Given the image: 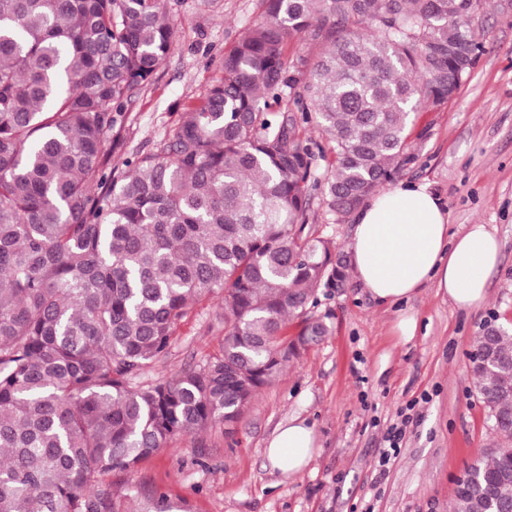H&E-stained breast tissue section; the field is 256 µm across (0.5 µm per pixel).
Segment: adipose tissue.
<instances>
[{
	"mask_svg": "<svg viewBox=\"0 0 512 512\" xmlns=\"http://www.w3.org/2000/svg\"><path fill=\"white\" fill-rule=\"evenodd\" d=\"M499 259L500 244L486 225L450 233L440 199L424 185L402 183L378 192L355 215L352 267L381 302L409 299L431 284L457 307L476 308L487 297ZM317 446L313 428L294 417L277 429L266 459L282 476H295L310 465Z\"/></svg>",
	"mask_w": 512,
	"mask_h": 512,
	"instance_id": "ef3b65f1",
	"label": "adipose tissue"
}]
</instances>
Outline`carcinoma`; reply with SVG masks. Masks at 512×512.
I'll return each instance as SVG.
<instances>
[{
  "label": "carcinoma",
  "instance_id": "1",
  "mask_svg": "<svg viewBox=\"0 0 512 512\" xmlns=\"http://www.w3.org/2000/svg\"><path fill=\"white\" fill-rule=\"evenodd\" d=\"M265 2L160 148L114 165L118 117L175 47L162 0H0V512H120L107 476L238 422L329 335L309 309L349 265L312 192L347 223L482 49L479 0ZM303 38L320 51L288 58ZM210 299L217 350L148 378ZM471 363L511 442L512 327L485 326ZM140 512L191 509L158 494ZM450 512H512V448L467 467Z\"/></svg>",
  "mask_w": 512,
  "mask_h": 512
}]
</instances>
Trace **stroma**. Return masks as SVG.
<instances>
[{
  "mask_svg": "<svg viewBox=\"0 0 512 512\" xmlns=\"http://www.w3.org/2000/svg\"><path fill=\"white\" fill-rule=\"evenodd\" d=\"M176 47L155 80L125 108L119 157L156 150L183 112L219 78V65L263 14L262 0H165ZM483 51L448 102L409 128L410 163L395 183L428 186L451 232L488 227L501 243L485 301L463 310L426 286L406 307L375 301L356 276L318 292L331 333L262 388L232 433L216 426L160 449L114 489L126 512L145 496L187 500L193 512H448L456 481L498 442L473 385L471 353L484 323H512V0H484L475 17ZM215 302L195 305L156 374L202 364L224 334ZM417 315L416 336L394 326ZM408 427L384 480L376 466L383 434L408 401ZM301 416L319 449L309 467L283 478L265 448L280 424Z\"/></svg>",
  "mask_w": 512,
  "mask_h": 512,
  "instance_id": "stroma-1",
  "label": "stroma"
}]
</instances>
